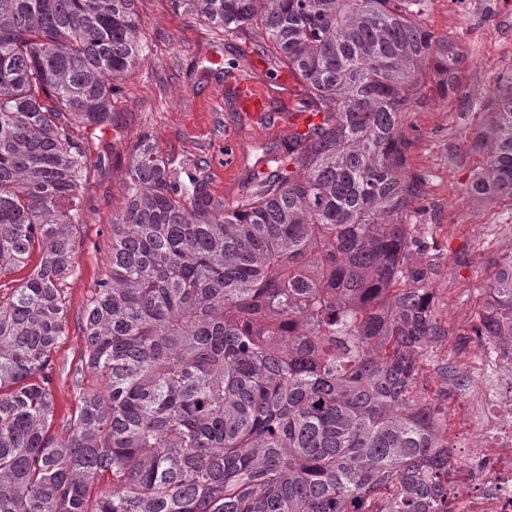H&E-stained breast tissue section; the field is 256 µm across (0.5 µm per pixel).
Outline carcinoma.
I'll use <instances>...</instances> for the list:
<instances>
[{
  "instance_id": "1",
  "label": "carcinoma",
  "mask_w": 512,
  "mask_h": 512,
  "mask_svg": "<svg viewBox=\"0 0 512 512\" xmlns=\"http://www.w3.org/2000/svg\"><path fill=\"white\" fill-rule=\"evenodd\" d=\"M260 28L323 115L215 205L147 136L108 267L80 318L77 410L56 422L54 352L84 247L75 126L112 124L145 53L135 0H0V512H448V421L420 385L448 330L440 266L406 222V113L463 54L424 0H171ZM470 184L512 203V70ZM472 331L512 341V250Z\"/></svg>"
}]
</instances>
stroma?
Returning <instances> with one entry per match:
<instances>
[{
    "mask_svg": "<svg viewBox=\"0 0 512 512\" xmlns=\"http://www.w3.org/2000/svg\"><path fill=\"white\" fill-rule=\"evenodd\" d=\"M135 8L145 58L123 83L111 126L76 131L89 145V183L81 229L85 245L67 288L68 334L54 355L57 369L65 373L54 390L61 418L76 410L82 388L91 385L87 378L75 383L66 372L79 363L85 347L79 320L105 271L112 218L127 193L129 156L139 136L149 135L173 164L197 161L196 176L213 202L227 208L246 200L264 149L284 153L290 136L281 120L289 99L279 84L283 66L277 59L258 56L247 36L174 10L170 0H136ZM422 21L435 35L459 43L467 56L457 93L413 107L403 126L409 143L406 175L420 182L408 219L414 237L440 262L432 295L436 315L448 330L423 379L430 390L447 388L453 412L462 394L448 386L436 365L454 359L459 349L482 348L470 325L490 282L489 262L512 249V207L468 190L480 161L473 131L496 78L512 70V0H426ZM248 82L268 94L265 119H253L239 107L238 87ZM102 155L107 158L103 164L98 161ZM480 224L496 225L494 237L479 238Z\"/></svg>",
    "mask_w": 512,
    "mask_h": 512,
    "instance_id": "1",
    "label": "stroma"
}]
</instances>
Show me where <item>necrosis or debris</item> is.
<instances>
[{
    "label": "necrosis or debris",
    "mask_w": 512,
    "mask_h": 512,
    "mask_svg": "<svg viewBox=\"0 0 512 512\" xmlns=\"http://www.w3.org/2000/svg\"><path fill=\"white\" fill-rule=\"evenodd\" d=\"M464 362L472 381L470 407L448 430L474 434V458L488 476L476 482L470 468L455 466L457 484L470 486L471 491L461 502L449 498V510L512 512V358L487 346L467 355Z\"/></svg>",
    "instance_id": "obj_1"
}]
</instances>
